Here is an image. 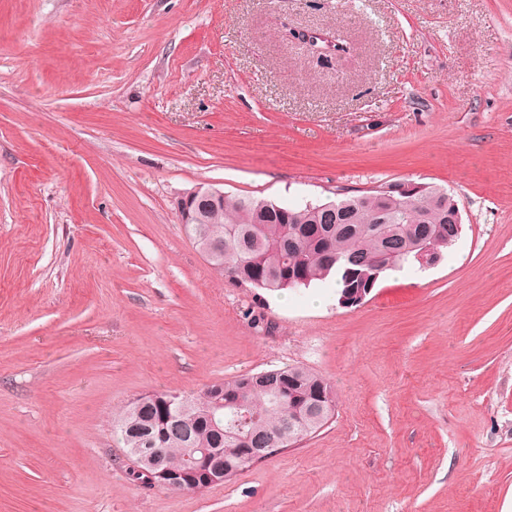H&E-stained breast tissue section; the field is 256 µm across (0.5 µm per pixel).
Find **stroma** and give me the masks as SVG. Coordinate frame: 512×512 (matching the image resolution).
Here are the masks:
<instances>
[{
	"instance_id": "obj_1",
	"label": "stroma",
	"mask_w": 512,
	"mask_h": 512,
	"mask_svg": "<svg viewBox=\"0 0 512 512\" xmlns=\"http://www.w3.org/2000/svg\"><path fill=\"white\" fill-rule=\"evenodd\" d=\"M408 181L462 232L351 309L229 283L173 208ZM286 365L336 390L298 447L131 480V401ZM0 512H512V0H0Z\"/></svg>"
}]
</instances>
